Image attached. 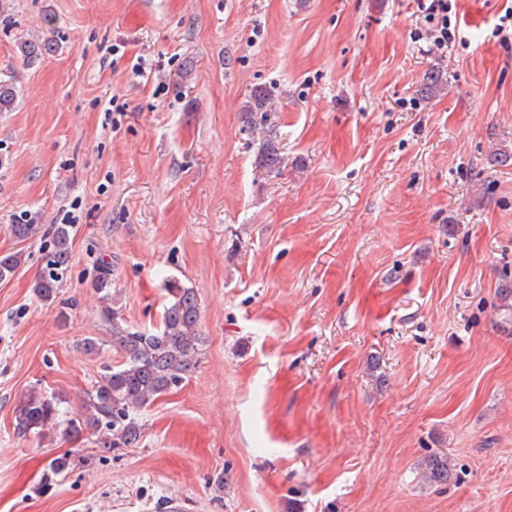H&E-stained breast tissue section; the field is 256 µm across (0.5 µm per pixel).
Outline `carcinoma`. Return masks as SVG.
<instances>
[{
    "mask_svg": "<svg viewBox=\"0 0 512 512\" xmlns=\"http://www.w3.org/2000/svg\"><path fill=\"white\" fill-rule=\"evenodd\" d=\"M22 55L29 61L55 50L50 42L22 40ZM17 97L12 82L0 79V112L14 107ZM273 92L267 88L251 91L243 109V121L249 126H265L259 164L269 172L281 168L283 157L273 133L271 104ZM13 235L20 241L37 235L49 239L50 252L45 267L37 276L33 290L44 302L55 300L67 272L70 230L67 224H14ZM23 261V252L0 255V281L13 276ZM102 294V315L110 326L109 343L123 362L108 366L95 383L77 417L67 420L65 432L71 439L107 431L104 444L109 448H127L140 438L136 411L145 407L172 387L181 383L197 365L202 337L199 333L200 308L193 289L175 281L166 284L170 297L159 324L152 331L137 329L123 317L119 302L112 294V273L103 266L95 281ZM15 429L20 434L39 435L60 425L59 402L54 396L30 391L19 399L15 409ZM430 478L446 482L450 477L448 459L432 455L427 460Z\"/></svg>",
    "mask_w": 512,
    "mask_h": 512,
    "instance_id": "carcinoma-1",
    "label": "carcinoma"
}]
</instances>
